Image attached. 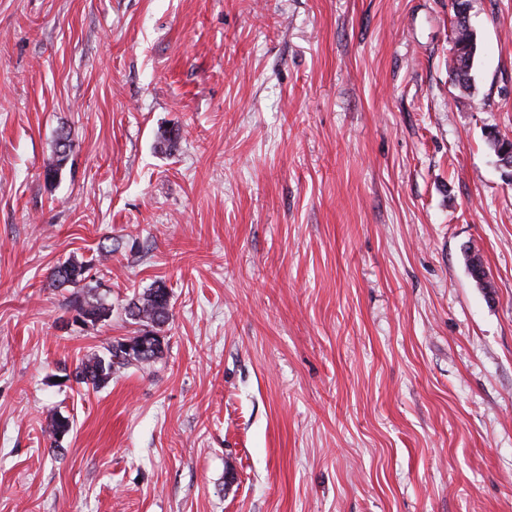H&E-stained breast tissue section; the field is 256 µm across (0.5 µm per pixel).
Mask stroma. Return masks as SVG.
<instances>
[{"label":"stroma","mask_w":512,"mask_h":512,"mask_svg":"<svg viewBox=\"0 0 512 512\" xmlns=\"http://www.w3.org/2000/svg\"><path fill=\"white\" fill-rule=\"evenodd\" d=\"M452 19L0 0V512H512V0H470L471 95ZM105 239L112 316L64 326L49 270ZM159 282L163 356L76 384ZM451 42V74L461 88L470 91L474 87L472 71L482 52V46L477 41L474 44L468 26L458 23L455 19ZM61 140H63L65 143L61 144ZM69 152L70 142L68 135L62 132L56 140L52 161L45 167V170L43 172L44 179L46 182L52 183L58 179L63 167H65L68 161Z\"/></svg>","instance_id":"obj_1"}]
</instances>
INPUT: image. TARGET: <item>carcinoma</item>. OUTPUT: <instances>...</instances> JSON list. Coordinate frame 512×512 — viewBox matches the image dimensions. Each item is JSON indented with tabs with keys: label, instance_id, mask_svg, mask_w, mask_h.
<instances>
[{
	"label": "carcinoma",
	"instance_id": "obj_1",
	"mask_svg": "<svg viewBox=\"0 0 512 512\" xmlns=\"http://www.w3.org/2000/svg\"><path fill=\"white\" fill-rule=\"evenodd\" d=\"M450 52L451 74L454 81L461 88L472 90L474 87L472 71L482 52V46L478 42H473L467 26L456 21L453 22ZM69 152L68 135L62 133L55 144L52 161L43 172L46 182L52 183L58 179L68 161ZM92 269V262L73 257L54 266L49 272L53 287L71 289L68 307L79 315L83 325L105 321L112 314V306L106 303L99 292V285H91L89 274ZM126 312L134 323L142 326L139 333L140 336L147 338V350L126 351L122 348L121 342L116 341L108 345L106 352L101 355L96 352L87 354L78 361L72 372L76 383L97 390L106 386L112 379V375L120 369L132 364L148 365L163 354L165 337L160 335V331L172 317L171 290L164 283L159 282L131 299ZM71 427L70 417L58 411L52 414L50 434L53 440L56 441L69 433Z\"/></svg>",
	"mask_w": 512,
	"mask_h": 512
}]
</instances>
